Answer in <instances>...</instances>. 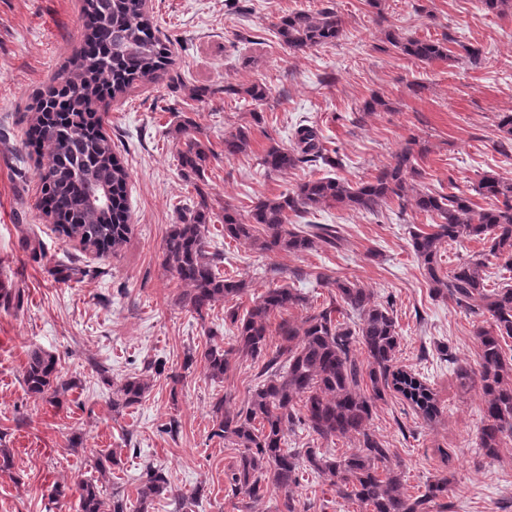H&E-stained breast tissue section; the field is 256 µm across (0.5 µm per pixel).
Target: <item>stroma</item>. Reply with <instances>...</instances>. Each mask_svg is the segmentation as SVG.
I'll use <instances>...</instances> for the list:
<instances>
[{"label":"stroma","instance_id":"obj_1","mask_svg":"<svg viewBox=\"0 0 512 512\" xmlns=\"http://www.w3.org/2000/svg\"><path fill=\"white\" fill-rule=\"evenodd\" d=\"M147 0L154 25L170 42L172 63L154 83H139L109 100L103 126L124 162L131 230L113 254L99 256L78 241L61 239L40 206L38 156L24 144L31 107L83 43L81 0H0V448L13 468L0 475V512H78V484L97 475L101 452L116 466L101 478L104 498L115 489L134 494L149 464L165 467L173 493L199 494L194 512H235L224 472L238 450L211 437L212 405L226 397L243 407L258 382V366L236 360L223 381L203 365L185 366L189 350L204 346L209 330L228 344L227 310L245 312L269 289H301L309 307L291 310L302 320L321 307L328 290L318 275L347 279L391 302L400 346L397 368L419 374L433 389L440 413L426 420L395 391L375 403L371 432L390 450L409 493L448 478L447 496L432 512H512V440L498 456L479 449L483 401L462 391L460 365L477 367L479 319L427 282L411 233L431 219L397 202L379 214L326 207L314 224L335 227L338 248L305 253L263 252L210 226L222 269L244 280L243 294L217 302L206 320L182 307L184 286L163 264V244L180 206L206 195L250 209L263 197L291 193L322 175L303 166L267 170L270 142L288 147L298 126L316 127L344 159L336 174L368 180L404 146L417 151L422 187L470 194L485 173L512 179V141L498 124L512 113V10H484L480 0ZM325 7L345 22L336 43L295 53L274 25L280 16ZM427 39L450 34L482 51L471 66L462 50L453 61L421 63L385 40L390 31ZM266 85L265 101L246 95ZM207 89L205 101L195 89ZM384 107L365 111L372 97ZM192 118L214 151L203 177L186 176L179 162L178 128ZM252 131L250 148L224 155V137ZM39 348L59 359L72 390L59 404L31 397L22 383L28 353ZM163 360L143 401L113 409L122 381ZM182 381L172 384L171 374ZM177 433H166L170 420ZM98 476V475H97ZM61 495L51 496L52 487ZM306 512H359L337 498L329 481L303 474L294 490Z\"/></svg>","mask_w":512,"mask_h":512}]
</instances>
